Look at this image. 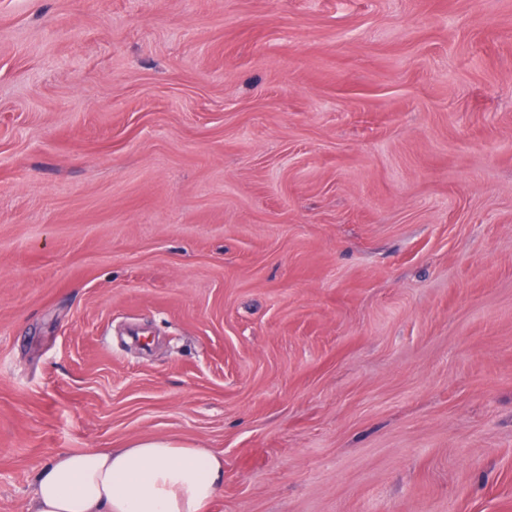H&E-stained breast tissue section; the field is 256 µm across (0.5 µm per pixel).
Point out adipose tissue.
Masks as SVG:
<instances>
[{
	"instance_id": "obj_1",
	"label": "adipose tissue",
	"mask_w": 512,
	"mask_h": 512,
	"mask_svg": "<svg viewBox=\"0 0 512 512\" xmlns=\"http://www.w3.org/2000/svg\"><path fill=\"white\" fill-rule=\"evenodd\" d=\"M224 462L169 437L54 456L36 475L29 512H205Z\"/></svg>"
}]
</instances>
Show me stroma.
<instances>
[{
    "instance_id": "obj_1",
    "label": "stroma",
    "mask_w": 512,
    "mask_h": 512,
    "mask_svg": "<svg viewBox=\"0 0 512 512\" xmlns=\"http://www.w3.org/2000/svg\"><path fill=\"white\" fill-rule=\"evenodd\" d=\"M140 437L512 512V0H0V512Z\"/></svg>"
}]
</instances>
